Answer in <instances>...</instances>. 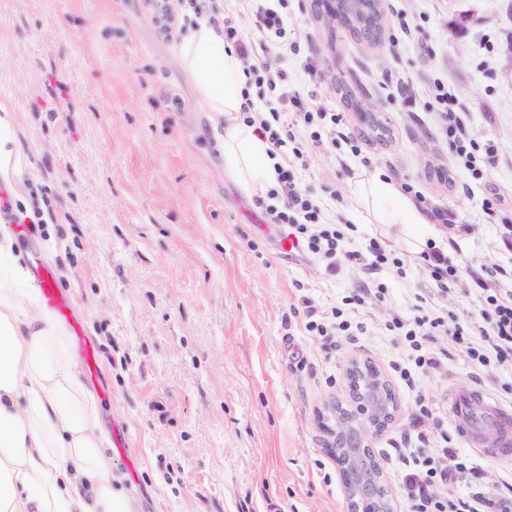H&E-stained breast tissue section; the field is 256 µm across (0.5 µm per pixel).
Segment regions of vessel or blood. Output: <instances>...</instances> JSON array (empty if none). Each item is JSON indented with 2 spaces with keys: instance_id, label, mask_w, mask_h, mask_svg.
I'll return each mask as SVG.
<instances>
[{
  "instance_id": "1",
  "label": "vessel or blood",
  "mask_w": 512,
  "mask_h": 512,
  "mask_svg": "<svg viewBox=\"0 0 512 512\" xmlns=\"http://www.w3.org/2000/svg\"><path fill=\"white\" fill-rule=\"evenodd\" d=\"M43 301L60 318H68L70 298L58 288L50 268L41 266ZM448 416L459 434L484 456L512 460V406L506 407L485 389L468 387L448 396Z\"/></svg>"
}]
</instances>
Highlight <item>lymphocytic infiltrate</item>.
Listing matches in <instances>:
<instances>
[{
  "instance_id": "1",
  "label": "lymphocytic infiltrate",
  "mask_w": 512,
  "mask_h": 512,
  "mask_svg": "<svg viewBox=\"0 0 512 512\" xmlns=\"http://www.w3.org/2000/svg\"><path fill=\"white\" fill-rule=\"evenodd\" d=\"M157 30L162 37L180 34L178 16H194L221 26L224 42L249 62L243 95L246 102L239 117L247 126L272 146L276 187L270 188L258 204L272 223L288 228L308 258L324 264L328 272L336 270V253L343 233L324 228L315 201L302 192L294 174L283 159L306 154L295 146L297 128L307 129L312 145H319L318 125L338 124L336 113L307 103L287 70L270 71L265 56L288 47V0H238L236 10L224 12L214 7L213 0H151ZM250 13L253 31L243 37L237 22L239 12ZM426 95L442 108L443 132L448 150L472 176L483 174L484 166L495 161L493 145H478L460 113L455 112V97L444 85L427 88ZM482 304L480 318L462 322L434 309H420L413 317L395 316L388 331L400 336L409 355L406 363L394 364L393 370L412 392L416 407L412 430L415 446L398 451L402 470V486L408 512H512V482L499 480L488 484L484 471L470 455L456 448L431 452L427 447L433 429V401L424 381L432 371L442 368L437 354L427 343L437 336L447 337L452 344L464 347L471 366L480 373L492 370L512 371V294L480 284ZM384 297L383 288L364 287L345 296L341 304L313 305L302 298L304 329L307 335L335 345L337 337L347 339L362 335L366 324L363 307L370 296Z\"/></svg>"
}]
</instances>
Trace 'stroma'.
I'll return each mask as SVG.
<instances>
[{
    "mask_svg": "<svg viewBox=\"0 0 512 512\" xmlns=\"http://www.w3.org/2000/svg\"><path fill=\"white\" fill-rule=\"evenodd\" d=\"M388 24L380 49L366 50L344 26L326 28L315 0H289L296 50L267 56L287 68L303 95L341 119L323 143L293 164L299 188L325 224L343 232L335 274L288 251L270 224L224 173V155L178 54L179 40L156 30L148 0H0V100L15 112L26 159L17 183L0 182L10 212L41 211L21 256L39 252L72 299L79 333L95 344L98 397L112 471L136 512H347L346 489L327 448L333 408L351 407L347 369L368 361L385 374L397 409L367 443L381 466L392 512H406L397 448L415 413L392 371L406 361L385 325L416 304L479 317L477 282L512 269L500 228L512 224V0H382ZM320 63L316 78L304 61ZM441 82L455 93L472 137L496 149L481 178L459 168L441 132L438 107L394 93L392 77ZM370 100L387 132L355 108ZM383 173L412 184L466 231L435 243L459 273L438 295L405 237L372 223L356 194ZM504 205L487 215L493 194ZM386 237L403 272H371L346 253ZM363 284L384 298L366 303L367 331L335 348L304 332L293 313L302 297L338 301ZM445 369L428 389L442 436L466 441L448 419L450 388L479 384L512 403V373L475 376L463 347L440 336Z\"/></svg>",
    "mask_w": 512,
    "mask_h": 512,
    "instance_id": "stroma-1",
    "label": "stroma"
}]
</instances>
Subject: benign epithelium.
<instances>
[{
  "instance_id": "7a95c632",
  "label": "benign epithelium",
  "mask_w": 512,
  "mask_h": 512,
  "mask_svg": "<svg viewBox=\"0 0 512 512\" xmlns=\"http://www.w3.org/2000/svg\"><path fill=\"white\" fill-rule=\"evenodd\" d=\"M373 5L364 43L375 48L387 21L380 0ZM354 407L336 409V457L347 490L349 512H390L376 459L366 448V434L378 433L389 423L395 402L387 379L370 362L354 361L348 368Z\"/></svg>"
}]
</instances>
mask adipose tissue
I'll return each mask as SVG.
<instances>
[{
  "label": "adipose tissue",
  "instance_id": "ef3b65f1",
  "mask_svg": "<svg viewBox=\"0 0 512 512\" xmlns=\"http://www.w3.org/2000/svg\"><path fill=\"white\" fill-rule=\"evenodd\" d=\"M179 56L200 102L223 118L216 137L225 173L249 190L276 184L270 145L240 119L245 76L224 46L221 28L201 21ZM26 157L12 105L0 101V179L11 180ZM376 221L398 224L412 237L430 228L397 184L360 182ZM108 432L99 401L82 378L66 325L40 300L13 233L0 225V512H134L112 476Z\"/></svg>",
  "mask_w": 512,
  "mask_h": 512
}]
</instances>
